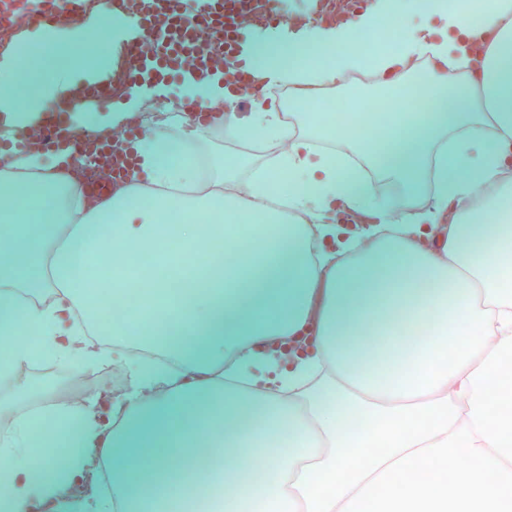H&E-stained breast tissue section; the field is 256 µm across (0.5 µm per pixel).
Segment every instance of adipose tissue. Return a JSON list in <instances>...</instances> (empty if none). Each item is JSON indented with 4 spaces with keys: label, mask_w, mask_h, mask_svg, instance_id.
<instances>
[{
    "label": "adipose tissue",
    "mask_w": 512,
    "mask_h": 512,
    "mask_svg": "<svg viewBox=\"0 0 512 512\" xmlns=\"http://www.w3.org/2000/svg\"><path fill=\"white\" fill-rule=\"evenodd\" d=\"M415 17L387 47L386 19L256 34L237 58L287 88L292 111L235 106L223 70L178 89L137 84L89 132L108 140L149 106L160 120L123 141L135 176L102 199L74 177V150L23 145L49 104L83 111L84 86L109 80L131 38L150 28L131 6L93 0L85 22L15 35L0 55V388L26 392L17 367L51 355L93 361L83 324L165 359L134 367L122 398L20 412L0 438V512H40L103 460L110 499L92 512H187L200 486L224 488L225 512H506L512 505V0L482 11L485 52L472 60V0H397ZM434 61L414 80L413 61ZM372 70L392 90L385 131L369 141L307 111L348 75ZM420 98L427 110L414 112ZM215 109L213 127L177 115ZM140 123V122H139ZM317 127L379 174L403 203L319 151ZM276 145L278 178L203 177L211 129ZM432 183L434 204L422 206ZM304 213L291 222L272 195ZM369 217L341 224L342 210ZM180 216L181 244L165 233ZM232 228L236 249L213 253ZM157 267L141 304L99 324L114 290ZM189 287L171 291V282ZM466 460L447 471L449 459Z\"/></svg>",
    "instance_id": "obj_1"
}]
</instances>
